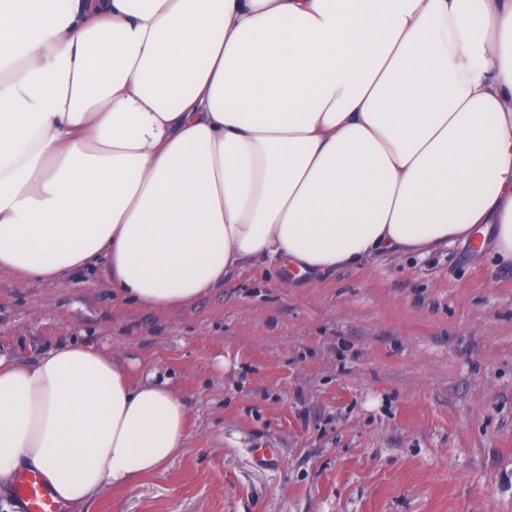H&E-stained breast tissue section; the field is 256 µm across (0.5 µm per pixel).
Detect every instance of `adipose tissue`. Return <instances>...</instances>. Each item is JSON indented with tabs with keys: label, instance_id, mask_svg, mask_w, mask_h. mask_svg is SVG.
<instances>
[{
	"label": "adipose tissue",
	"instance_id": "ef3b65f1",
	"mask_svg": "<svg viewBox=\"0 0 512 512\" xmlns=\"http://www.w3.org/2000/svg\"><path fill=\"white\" fill-rule=\"evenodd\" d=\"M496 231L512 260V0H0V270L104 264L177 312ZM167 373L0 353V485L78 508L186 441ZM13 491L14 498H17L22 504V508L9 509L13 512H21L22 509L23 512H62V507L55 500L50 487L36 472L18 474L14 481ZM14 498L11 496V501L17 504Z\"/></svg>",
	"mask_w": 512,
	"mask_h": 512
}]
</instances>
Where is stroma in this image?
Returning <instances> with one entry per match:
<instances>
[{
    "mask_svg": "<svg viewBox=\"0 0 512 512\" xmlns=\"http://www.w3.org/2000/svg\"><path fill=\"white\" fill-rule=\"evenodd\" d=\"M72 336L168 369L190 415L176 457L80 512H512V262L493 237L302 278L258 260L178 314L114 298L100 264L0 272L1 352Z\"/></svg>",
    "mask_w": 512,
    "mask_h": 512,
    "instance_id": "1",
    "label": "stroma"
}]
</instances>
